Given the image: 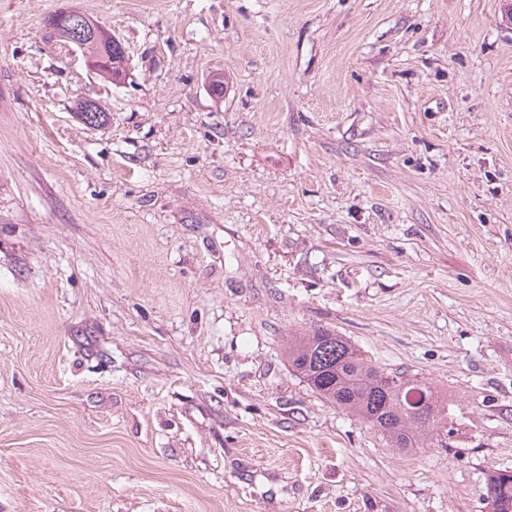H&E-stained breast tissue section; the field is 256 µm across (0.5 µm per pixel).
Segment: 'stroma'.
Wrapping results in <instances>:
<instances>
[{"instance_id":"stroma-1","label":"stroma","mask_w":512,"mask_h":512,"mask_svg":"<svg viewBox=\"0 0 512 512\" xmlns=\"http://www.w3.org/2000/svg\"><path fill=\"white\" fill-rule=\"evenodd\" d=\"M505 4L0 0V512H488ZM69 8L120 41V82L49 36ZM322 328L440 392V442L392 448L314 392L286 351Z\"/></svg>"}]
</instances>
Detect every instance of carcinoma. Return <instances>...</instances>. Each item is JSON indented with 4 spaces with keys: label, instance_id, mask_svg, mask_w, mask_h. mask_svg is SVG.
<instances>
[{
    "label": "carcinoma",
    "instance_id": "cac0c4a2",
    "mask_svg": "<svg viewBox=\"0 0 512 512\" xmlns=\"http://www.w3.org/2000/svg\"><path fill=\"white\" fill-rule=\"evenodd\" d=\"M60 10L49 15L46 27L65 43L86 31L81 43L85 53L98 62L97 71L110 80L123 70L125 51L112 34L77 13L69 26L62 25ZM79 115L100 125L106 113L88 102L79 103ZM288 363L309 385L341 410L370 423L396 448H422L447 424L448 407L424 380L405 371L388 372L372 364L344 337L317 330L288 344ZM490 512H512V471L488 477Z\"/></svg>",
    "mask_w": 512,
    "mask_h": 512
}]
</instances>
